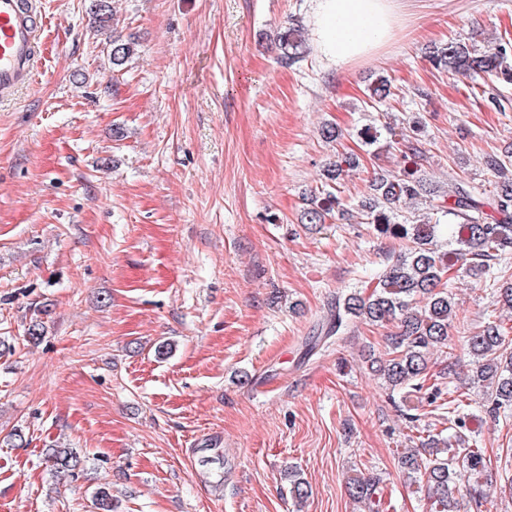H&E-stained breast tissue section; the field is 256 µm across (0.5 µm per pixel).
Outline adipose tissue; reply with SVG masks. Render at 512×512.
Segmentation results:
<instances>
[{"mask_svg":"<svg viewBox=\"0 0 512 512\" xmlns=\"http://www.w3.org/2000/svg\"><path fill=\"white\" fill-rule=\"evenodd\" d=\"M309 18L316 53L332 66L377 55L400 22V0H312Z\"/></svg>","mask_w":512,"mask_h":512,"instance_id":"1","label":"adipose tissue"}]
</instances>
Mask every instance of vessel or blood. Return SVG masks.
I'll list each match as a JSON object with an SVG mask.
<instances>
[{"label":"vessel or blood","mask_w":512,"mask_h":512,"mask_svg":"<svg viewBox=\"0 0 512 512\" xmlns=\"http://www.w3.org/2000/svg\"><path fill=\"white\" fill-rule=\"evenodd\" d=\"M32 0H0V94L33 83L35 30Z\"/></svg>","instance_id":"obj_1"}]
</instances>
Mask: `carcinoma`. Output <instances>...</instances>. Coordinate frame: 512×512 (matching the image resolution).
Segmentation results:
<instances>
[{"label": "carcinoma", "instance_id": "cac0c4a2", "mask_svg": "<svg viewBox=\"0 0 512 512\" xmlns=\"http://www.w3.org/2000/svg\"><path fill=\"white\" fill-rule=\"evenodd\" d=\"M95 27L104 29L112 22L111 0H89ZM303 28L295 24L281 36V63L291 66L303 58ZM135 39L112 41V65L119 67L139 54ZM433 65L451 73L495 77L512 84V40L500 38L490 50L474 43L450 40L429 50ZM393 95L392 82L379 77L367 90L373 108L383 106ZM388 119L387 131L407 142L403 166L396 172L374 179L370 197L358 205L357 218L384 236L406 242V250L378 276L374 290L365 295L354 290L336 299L335 310L324 329V336H339L349 324L360 321L376 326L391 325L388 351L379 360L378 372L390 389L413 392L423 389L430 375V354L450 347L449 330L456 305L444 278L452 269L484 283H500L503 307L512 309V267L501 264L502 256L512 253V155L487 154L483 163L491 174L492 189L480 191L458 181L445 195L426 187L418 174L421 148L412 143L420 122L409 132H397ZM353 155H339L327 169V183L310 199L302 214L307 224H321L326 215L340 206L334 194L341 176L358 167ZM424 201L425 211L413 209L401 216L402 206ZM463 350L469 357L471 383L486 389L487 412L494 418L512 416V340L496 322L464 337ZM469 403L454 397L436 406L454 426L465 424ZM49 461L54 472L69 474L82 467V459L72 448H53ZM483 449L474 448L461 437L457 447L448 438L418 437V444L398 456L397 466L409 484L425 489L432 512H454V492L461 485L474 488L475 504L482 506L485 494L479 491L486 470ZM376 474L362 475L348 483L350 499L366 512H377L381 505L380 483ZM99 512H114L112 493L100 487L94 494Z\"/></svg>", "mask_w": 512, "mask_h": 512}]
</instances>
